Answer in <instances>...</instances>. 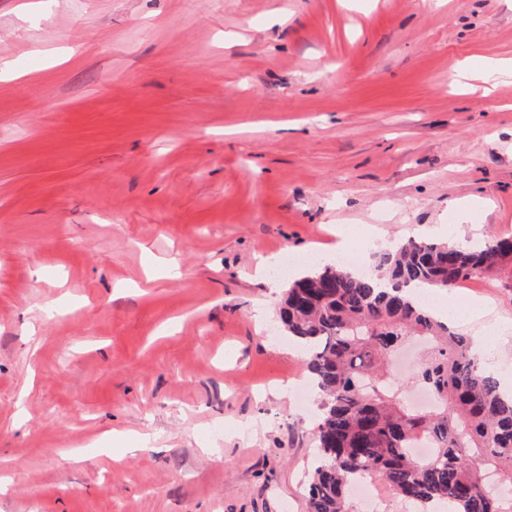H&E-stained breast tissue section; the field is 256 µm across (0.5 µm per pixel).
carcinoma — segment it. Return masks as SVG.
Wrapping results in <instances>:
<instances>
[{
  "label": "carcinoma",
  "instance_id": "carcinoma-1",
  "mask_svg": "<svg viewBox=\"0 0 512 512\" xmlns=\"http://www.w3.org/2000/svg\"><path fill=\"white\" fill-rule=\"evenodd\" d=\"M374 272L337 264L294 279L279 318L301 349L318 394L319 458L308 512H352L350 486L380 478L417 512H512V394L481 363L471 337L419 300L460 282L512 271V236L457 245L409 237L372 253ZM415 335L431 340L416 381L434 394L425 409L404 403L395 377L379 375ZM435 454L418 458V440ZM486 464L502 495L476 480Z\"/></svg>",
  "mask_w": 512,
  "mask_h": 512
}]
</instances>
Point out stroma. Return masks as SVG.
Segmentation results:
<instances>
[{
    "mask_svg": "<svg viewBox=\"0 0 512 512\" xmlns=\"http://www.w3.org/2000/svg\"><path fill=\"white\" fill-rule=\"evenodd\" d=\"M508 60L512 0H0V512H308L280 300L512 235ZM450 295L512 365V279Z\"/></svg>",
    "mask_w": 512,
    "mask_h": 512,
    "instance_id": "1",
    "label": "stroma"
}]
</instances>
